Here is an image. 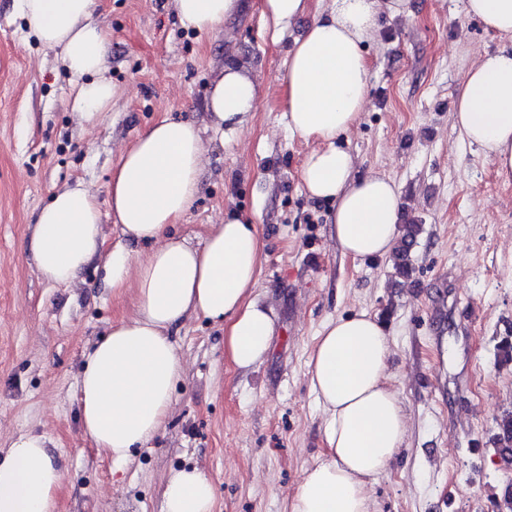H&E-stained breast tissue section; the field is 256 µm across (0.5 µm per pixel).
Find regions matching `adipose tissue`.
I'll return each instance as SVG.
<instances>
[{"label":"adipose tissue","instance_id":"ef3b65f1","mask_svg":"<svg viewBox=\"0 0 512 512\" xmlns=\"http://www.w3.org/2000/svg\"><path fill=\"white\" fill-rule=\"evenodd\" d=\"M185 28L209 33L239 10V0H172ZM37 40L57 50L73 93L70 108L91 122L109 111L117 89L106 75L109 32L96 0H18ZM468 17L512 38V0H463ZM408 0H260V16L279 39L305 15L283 78L282 106L291 137L315 141L299 177L313 199L334 202L331 234L355 260L390 256L400 236V194L380 174L355 173L339 146L366 109L371 64L365 52L382 15L408 14ZM259 104V84L242 66L219 69L208 99L222 142L239 137ZM453 125L504 179H512V51L478 57L455 100ZM207 148L196 126L162 117L121 152L109 205L122 238L107 245L102 211L84 182L55 192L37 215L25 248L43 280L80 284L101 262V288L133 289L136 309L117 319L84 353L77 377L85 436L116 470L133 461L164 427L183 362L173 334L203 317L224 326V356L255 367L274 333L271 307L254 296L263 245L252 215L228 211L203 245L173 233L199 186ZM150 243L147 253L137 247ZM389 338L376 316L359 311L327 320L308 362L322 413L324 448L292 495L287 512H375L373 485L403 448L408 418L391 383ZM63 467L48 439L22 433L0 447V512H56ZM213 479L200 467L172 471L162 512H215Z\"/></svg>","mask_w":512,"mask_h":512}]
</instances>
